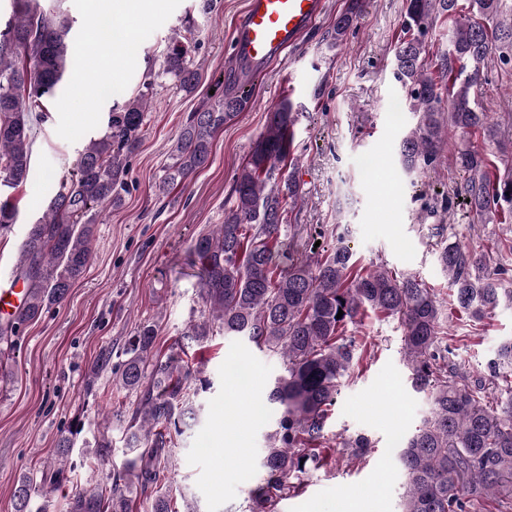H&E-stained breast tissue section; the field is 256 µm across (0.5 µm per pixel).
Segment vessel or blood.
<instances>
[{
  "instance_id": "vessel-or-blood-1",
  "label": "vessel or blood",
  "mask_w": 512,
  "mask_h": 512,
  "mask_svg": "<svg viewBox=\"0 0 512 512\" xmlns=\"http://www.w3.org/2000/svg\"><path fill=\"white\" fill-rule=\"evenodd\" d=\"M324 0H247L236 20L230 50L239 71L259 77L271 62L283 60L316 22ZM23 279L0 280V323L12 319L28 298Z\"/></svg>"
}]
</instances>
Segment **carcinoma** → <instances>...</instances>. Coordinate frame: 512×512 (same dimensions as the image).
Returning <instances> with one entry per match:
<instances>
[{"label":"carcinoma","mask_w":512,"mask_h":512,"mask_svg":"<svg viewBox=\"0 0 512 512\" xmlns=\"http://www.w3.org/2000/svg\"><path fill=\"white\" fill-rule=\"evenodd\" d=\"M32 2L15 0L13 19L0 28V188L29 180L32 112L41 108L42 99L57 94L74 60L70 19L55 9L39 11ZM500 7V0H467L463 15L460 0H407V37L398 40L393 53L394 76L417 117L398 145L405 173L436 163L442 145L456 133L496 136L488 114L472 104L471 90L485 62L503 46L512 47V18H500ZM359 8L360 0H349L327 34L330 46L343 44ZM440 13L454 18L455 26L435 79L427 74L426 40ZM163 78L188 93L201 79L189 46L177 35L162 69L137 95L113 102L104 128L62 175L42 217L28 225L19 277L28 285L29 299L8 326H0V343L7 348L16 347L27 325L62 302L86 271L94 234L88 215L121 204L148 98ZM248 98L243 87L223 89L189 113L159 191L209 165L216 132L244 109ZM297 118L287 100L270 110L265 132L232 176L224 224L191 244L200 263V296L219 330L279 356L286 366L266 399L279 414L265 438L263 479L247 492L248 512H278L281 501L300 489L302 477L336 460L326 426L360 347L347 326L369 308L399 321L411 384L432 401L430 416L401 442L396 455L406 477L401 512H487L493 503L496 512L512 508V341L500 346L491 365L494 377L504 382L491 402L485 383L470 379L451 361L441 327L442 302L433 289L382 268L361 273L341 235L332 248H316L317 239L308 237L302 256L287 252L281 236L288 227V207L302 198L288 170L295 165ZM453 157L467 174L471 212L484 224H500L504 214L512 221V172L490 180L489 158L467 143L456 145ZM14 223L13 205L0 201V230ZM436 253L448 272L455 306L477 319L498 307L500 291L485 254L445 240ZM211 335V321L192 320L163 355L157 326L143 323L120 350H100L88 367L85 394L96 395V385L109 375L137 402L117 412L126 455L122 468L109 481L76 495L70 512H132L135 490L150 512H179L162 492L167 463L175 439L199 422L202 406L194 396L211 386L185 357ZM83 427L74 420L59 440L58 467L38 468L19 480L15 512H46L42 506L32 509V501L68 481L66 461Z\"/></svg>","instance_id":"obj_1"}]
</instances>
